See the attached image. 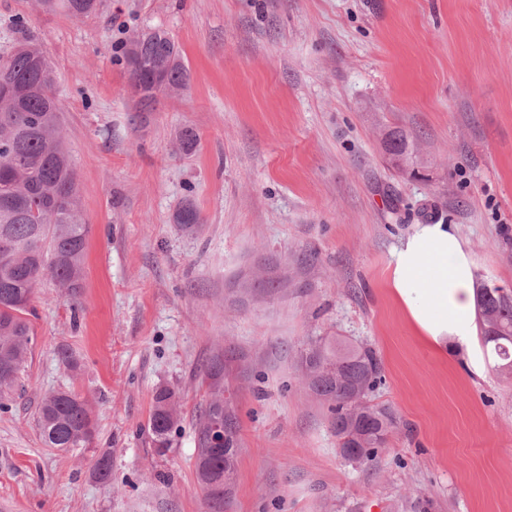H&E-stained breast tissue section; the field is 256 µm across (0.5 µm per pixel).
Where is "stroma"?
Wrapping results in <instances>:
<instances>
[{
  "instance_id": "obj_1",
  "label": "stroma",
  "mask_w": 512,
  "mask_h": 512,
  "mask_svg": "<svg viewBox=\"0 0 512 512\" xmlns=\"http://www.w3.org/2000/svg\"><path fill=\"white\" fill-rule=\"evenodd\" d=\"M104 3L76 19L0 0V48L21 15L55 64L89 226L79 302L48 281L32 301L31 352L0 408V512H209L195 424L217 356L240 436L224 512H413L423 497L512 512V377L438 358L389 288L394 248L442 221L477 276L512 291V0ZM146 27L170 32L190 78L140 112L115 42ZM392 128L413 138V167L388 163ZM188 200L189 228L174 221ZM336 337L375 351L369 400L396 417L362 465L340 455L301 364ZM162 388L179 425L160 453ZM58 389L90 401V447L45 446L38 404ZM179 421L177 402L174 393L169 389H160L155 396V405L149 421V431L156 447L162 453L169 447V436Z\"/></svg>"
}]
</instances>
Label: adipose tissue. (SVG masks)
<instances>
[{
  "label": "adipose tissue",
  "mask_w": 512,
  "mask_h": 512,
  "mask_svg": "<svg viewBox=\"0 0 512 512\" xmlns=\"http://www.w3.org/2000/svg\"><path fill=\"white\" fill-rule=\"evenodd\" d=\"M475 261L453 225H414L392 254L390 287L417 334L437 353L458 358L468 375L484 376L477 343Z\"/></svg>",
  "instance_id": "obj_1"
}]
</instances>
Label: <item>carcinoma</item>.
Segmentation results:
<instances>
[{"mask_svg":"<svg viewBox=\"0 0 512 512\" xmlns=\"http://www.w3.org/2000/svg\"><path fill=\"white\" fill-rule=\"evenodd\" d=\"M40 9L61 10L73 18L99 11L94 0H37ZM21 39L0 52V400L12 395L28 357L35 290L52 280L71 300L81 296L89 226L80 207L76 172L61 131V107L56 96V69L46 51L25 36L27 22L19 18ZM130 84L139 111L149 112L160 93L184 89L189 70L170 33L153 27L134 34L123 47ZM388 154L408 159L414 143L407 133L386 134ZM477 307L485 344H493L502 369L512 371V291L479 285ZM303 365L312 392L328 404L337 439L356 431L365 435L356 449L357 463L375 460L395 426L389 408L369 403V393L382 384L375 353L354 345L331 346L312 341ZM211 395L224 393V362L216 357L206 367ZM216 405L200 411L195 429L199 453L196 470L209 466L211 478H232L239 452L237 428L224 445L226 458L214 461L205 447L207 426ZM179 421L174 393H156L149 431L153 442L169 447ZM38 426L50 448H79L94 440L95 423L89 401L71 390L41 398Z\"/></svg>","mask_w":512,"mask_h":512,"instance_id":"cac0c4a2","label":"carcinoma"}]
</instances>
